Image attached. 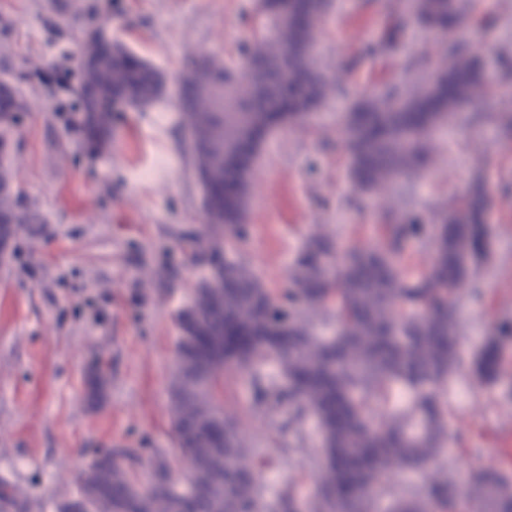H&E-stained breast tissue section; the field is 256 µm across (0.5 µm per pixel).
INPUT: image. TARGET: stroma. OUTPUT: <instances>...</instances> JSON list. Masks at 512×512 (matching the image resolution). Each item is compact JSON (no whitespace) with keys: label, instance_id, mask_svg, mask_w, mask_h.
Here are the masks:
<instances>
[{"label":"stroma","instance_id":"obj_1","mask_svg":"<svg viewBox=\"0 0 512 512\" xmlns=\"http://www.w3.org/2000/svg\"><path fill=\"white\" fill-rule=\"evenodd\" d=\"M486 23L465 35L481 52L512 50V0H487ZM384 25L363 0H339L320 31L332 65L358 57ZM264 27L258 0H0V79L27 107L9 136L14 188L29 220L0 266V481L28 492L26 512H51L73 497L77 478L99 451L135 448L145 472L154 448H170L167 379L177 328L174 316L204 266L203 194L185 145L173 90L141 111L115 113L109 152L91 150L80 118L77 73L91 31L102 30L166 81L188 53L238 64L244 41ZM168 172L140 179L154 159ZM482 167L492 200V268L482 299L463 303L462 340L486 336L494 318L512 315V143L491 129L457 126L439 166L415 191L421 208L459 196ZM347 159L336 112L266 139L247 212L248 236L235 251L272 289L284 287L304 238L317 226L343 242L369 245L382 220L349 206ZM103 370L100 403L88 379ZM247 387L224 377V410L247 420L249 441L268 444V422L246 410ZM457 426L481 462L496 467L498 431L512 427V405L499 390L477 386L469 364L448 397Z\"/></svg>","mask_w":512,"mask_h":512}]
</instances>
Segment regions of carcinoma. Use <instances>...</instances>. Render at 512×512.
<instances>
[{"label":"carcinoma","instance_id":"carcinoma-1","mask_svg":"<svg viewBox=\"0 0 512 512\" xmlns=\"http://www.w3.org/2000/svg\"><path fill=\"white\" fill-rule=\"evenodd\" d=\"M381 34L362 56L403 54L404 33L418 27L431 39L406 55L403 75L353 90L342 113L351 202L393 198L383 210L385 233L367 247H348L322 227L302 242L287 286L268 288L262 276L226 246L246 239L256 145L295 126L345 95L344 69L321 62L319 30L336 0H259L264 32L253 39L249 64L238 71L203 53L188 58L176 99L188 149L203 192L205 245L223 287L200 280L188 304L190 322L176 314L168 382L171 443L182 466L155 450L148 476L134 470L131 448L99 453L81 473L75 496L52 502L53 512H457L464 484L475 512H512V472L472 463L462 478L435 462L454 448L473 458L450 430L448 391L461 360L456 309L480 294L474 283L488 268L491 230L481 168L463 197L440 209L406 210L396 190L412 191L435 164L436 136L461 108L484 102L486 61L454 34L464 20L486 16V0H377ZM87 47L80 98L87 139L97 151L112 145V113L143 109L165 92L162 73L122 45ZM499 87L512 93V63L502 57ZM512 140V113L475 111ZM13 173L0 155V216L24 224L12 195ZM431 251L426 269H403L406 246ZM512 317L499 318L473 344L476 382L500 389L512 403ZM250 391V408L278 432L273 447L308 452L312 466L299 479L270 485L260 478L267 454L244 438L239 419L224 413V373ZM402 477L403 487L392 484ZM25 490L0 482V512H25Z\"/></svg>","mask_w":512,"mask_h":512}]
</instances>
